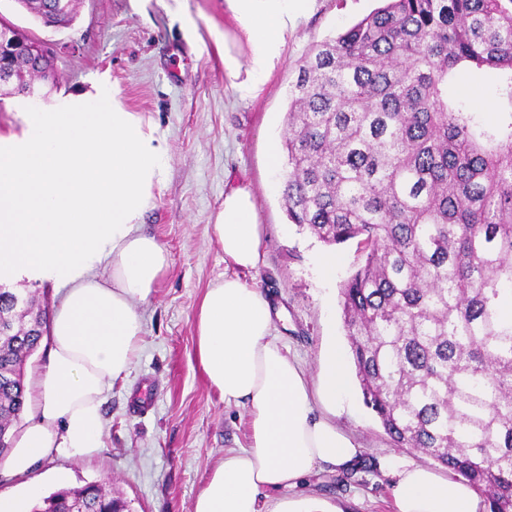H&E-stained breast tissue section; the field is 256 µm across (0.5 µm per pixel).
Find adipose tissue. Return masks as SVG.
I'll list each match as a JSON object with an SVG mask.
<instances>
[{"instance_id": "1", "label": "adipose tissue", "mask_w": 512, "mask_h": 512, "mask_svg": "<svg viewBox=\"0 0 512 512\" xmlns=\"http://www.w3.org/2000/svg\"><path fill=\"white\" fill-rule=\"evenodd\" d=\"M249 47L224 71L252 94L281 56L284 35L309 0H226ZM20 132L0 135V279L49 284L59 299L50 319V357L34 382L30 421L5 465L28 476L53 452L90 458L102 446L103 404L140 350L138 311L171 265L167 249L142 231L168 163L157 124L127 111L105 85L57 107L23 112ZM209 231L230 272L205 291L195 322L199 364L226 405L244 407L249 436L212 468L194 512H265L269 492L290 489L321 465L345 468L359 450L317 400L350 390L344 352L330 345L311 387L302 365L274 334L273 308L240 271L259 266L264 229L244 188L224 195ZM397 480L395 512H476L473 489L388 457Z\"/></svg>"}]
</instances>
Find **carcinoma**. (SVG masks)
<instances>
[{
    "mask_svg": "<svg viewBox=\"0 0 512 512\" xmlns=\"http://www.w3.org/2000/svg\"><path fill=\"white\" fill-rule=\"evenodd\" d=\"M76 0L26 11L73 20ZM16 57L13 92L37 76ZM490 75L509 119L448 98ZM282 198L289 220L365 261L341 288L364 402L393 447L430 456L512 512V0H388L316 45L289 91ZM47 324L0 287V434L25 410L24 367ZM129 512L105 482L62 487L30 512Z\"/></svg>",
    "mask_w": 512,
    "mask_h": 512,
    "instance_id": "carcinoma-1",
    "label": "carcinoma"
}]
</instances>
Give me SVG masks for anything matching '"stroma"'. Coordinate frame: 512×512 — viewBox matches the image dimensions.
I'll use <instances>...</instances> for the list:
<instances>
[{
	"label": "stroma",
	"instance_id": "35a3bbf8",
	"mask_svg": "<svg viewBox=\"0 0 512 512\" xmlns=\"http://www.w3.org/2000/svg\"><path fill=\"white\" fill-rule=\"evenodd\" d=\"M380 0H311L285 36L281 60L250 96H240L224 73V34L237 23L225 0H77L71 26L43 27L16 0H0V16L53 43L58 82L45 105L105 80L129 111L150 116L168 148V166L143 229L171 257V269L141 306L142 350L130 373L116 381L103 405V447L91 459L51 454L30 477L0 468V493L20 495L37 483L41 495L61 487L106 481L131 512H192L197 493L225 449L244 444L247 411L225 405L209 386L196 354L194 318L209 284L224 273V254L207 231L226 192L248 188L265 229L264 258L240 277L273 303L282 343L316 380L330 341L347 343L340 290L362 254L356 241L336 245V275L323 281L316 258L325 246L291 224L280 172L266 161L269 139H283L288 93L301 60ZM475 120L504 119L494 84L464 76L448 87ZM359 447L346 469L317 468L296 488L271 492L269 502L314 497L340 512H395L390 455L422 466L428 456L394 451L375 413L354 391L352 401L317 404Z\"/></svg>",
	"mask_w": 512,
	"mask_h": 512
}]
</instances>
